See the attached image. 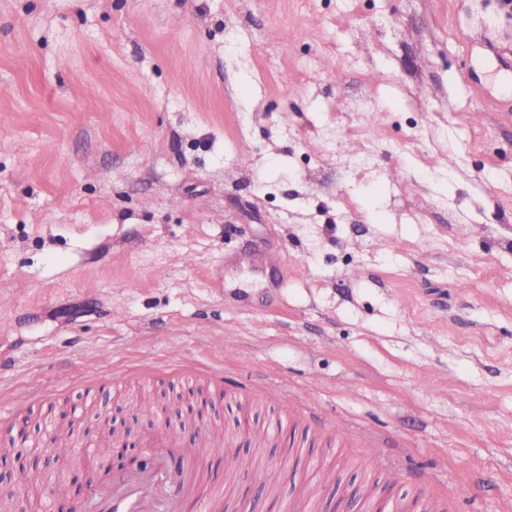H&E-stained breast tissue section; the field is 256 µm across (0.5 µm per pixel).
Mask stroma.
I'll list each match as a JSON object with an SVG mask.
<instances>
[{"instance_id":"stroma-1","label":"stroma","mask_w":512,"mask_h":512,"mask_svg":"<svg viewBox=\"0 0 512 512\" xmlns=\"http://www.w3.org/2000/svg\"><path fill=\"white\" fill-rule=\"evenodd\" d=\"M512 72L503 0H0V410L111 401L220 370L247 466L228 512H512ZM378 153L361 166L367 143ZM254 248L265 269L232 264ZM281 288L270 287L278 267ZM149 366L107 398L76 380ZM431 373L442 376L426 387ZM288 391L348 443L239 427ZM308 456L284 466L290 448ZM468 495H461V488Z\"/></svg>"}]
</instances>
